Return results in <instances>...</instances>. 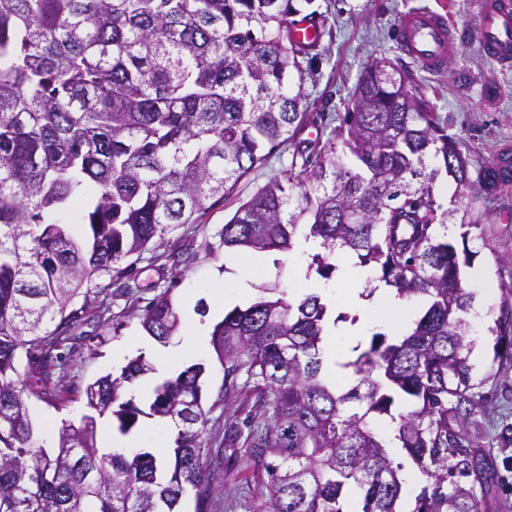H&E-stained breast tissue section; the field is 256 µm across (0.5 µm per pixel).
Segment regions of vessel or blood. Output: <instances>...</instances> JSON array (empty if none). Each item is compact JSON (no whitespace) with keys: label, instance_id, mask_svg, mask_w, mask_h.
Wrapping results in <instances>:
<instances>
[{"label":"vessel or blood","instance_id":"1","mask_svg":"<svg viewBox=\"0 0 512 512\" xmlns=\"http://www.w3.org/2000/svg\"><path fill=\"white\" fill-rule=\"evenodd\" d=\"M476 38L487 58L506 68L512 66V10L499 0H486ZM396 40L407 57L434 72L444 71L462 45L446 14L433 9H415L402 15Z\"/></svg>","mask_w":512,"mask_h":512}]
</instances>
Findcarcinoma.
Wrapping results in <instances>:
<instances>
[{
	"label": "carcinoma",
	"mask_w": 512,
	"mask_h": 512,
	"mask_svg": "<svg viewBox=\"0 0 512 512\" xmlns=\"http://www.w3.org/2000/svg\"><path fill=\"white\" fill-rule=\"evenodd\" d=\"M311 0H0V512H175L183 494L208 512L209 418L201 363L159 384L148 408L126 385L152 370L144 355L85 391L88 413L48 445L29 413L60 361L53 355L78 317L68 310L115 265L160 246L206 203L231 195L264 164V149L294 144L288 168L270 177L224 224L226 247L290 251L320 240L306 273L328 279L333 256L420 297L423 314L405 334L371 336L345 363L360 375L340 388L321 375L327 306L297 303L260 286L247 308L214 325L224 386L254 391L258 420L246 443L266 474L261 512H397L400 471L378 431L394 440L431 483L413 512H499L495 474L463 428L478 407L463 315L471 265L470 210L441 209L434 182L512 183V158L471 173L411 73L385 58L363 70L352 110L325 144L299 139L309 115L303 62L318 42H298L302 19L324 25ZM297 72L298 82L290 79ZM458 221L461 244L434 226ZM88 226L75 236L70 222ZM491 328L494 362L512 363V288ZM141 326L159 343L179 326L168 295ZM29 362L20 379L17 360ZM410 409L393 416L395 399ZM121 434L139 418L167 417L178 432L167 475L150 451L104 450L98 419Z\"/></svg>",
	"instance_id": "obj_1"
}]
</instances>
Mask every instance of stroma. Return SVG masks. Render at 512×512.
Here are the masks:
<instances>
[{
  "instance_id": "stroma-1",
  "label": "stroma",
  "mask_w": 512,
  "mask_h": 512,
  "mask_svg": "<svg viewBox=\"0 0 512 512\" xmlns=\"http://www.w3.org/2000/svg\"><path fill=\"white\" fill-rule=\"evenodd\" d=\"M484 0H313L312 7L325 20V34L318 56L304 74L310 123L302 137L327 140L336 128L337 114L347 103L364 67L387 58L397 69L410 71L437 111L448 131L459 138L463 152L475 165H488L505 154L512 155V68L504 69L486 58L475 38ZM446 8L463 37L462 49L445 71L432 73L406 57L393 41L399 16L418 8ZM292 148L273 150L264 165L251 172L227 199H211L196 223L186 224L159 247H149L130 261L114 267L111 277L101 278L97 288L80 294L72 307L78 312L67 341L57 352L62 357L47 385L51 402L31 399L30 413L48 441H56L63 422L79 420L86 408L82 393L97 378L120 375L138 355L151 364L171 360L176 370L200 362L202 403L208 413V431L219 456L210 465L216 476L209 512H255L267 476L243 441L224 439L230 422H243L253 404L249 389L223 394L224 369L212 348L191 344L194 325L213 328L232 307H246L258 286L275 289L290 302L304 298L307 286L301 277L308 256L286 252L273 254L269 270L254 268L244 250L225 248L221 231L237 207L270 176L288 166ZM442 207L470 208L483 218L484 238H472L473 269L483 279L464 276L462 286L473 292L485 308L484 319L467 318L469 334H481L483 363L475 368L484 400L470 418L466 430L478 439L492 461L498 483L496 495L502 512H512V443H502L512 425V365L498 370L493 362L491 329L502 300V285L512 283V185L486 198L479 186L456 187L447 179L436 184ZM190 254L182 263L178 253ZM338 267L328 285L332 300L328 313L338 323L324 346L350 360L356 343H368L372 334L389 332L385 323L371 324L359 336H351L350 324L340 315H360V290L356 269L349 258L336 257ZM169 294L180 320L167 343L147 336L140 316L154 298Z\"/></svg>"
}]
</instances>
